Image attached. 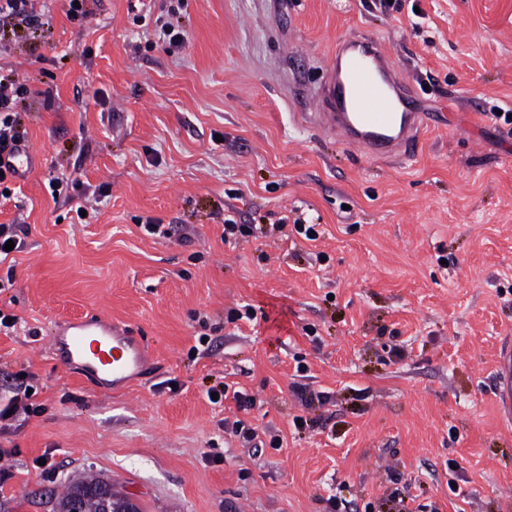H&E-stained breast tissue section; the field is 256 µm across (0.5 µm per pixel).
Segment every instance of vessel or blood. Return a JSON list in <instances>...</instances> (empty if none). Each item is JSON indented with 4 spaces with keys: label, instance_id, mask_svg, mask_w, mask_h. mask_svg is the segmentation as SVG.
Here are the masks:
<instances>
[{
    "label": "vessel or blood",
    "instance_id": "vessel-or-blood-1",
    "mask_svg": "<svg viewBox=\"0 0 512 512\" xmlns=\"http://www.w3.org/2000/svg\"><path fill=\"white\" fill-rule=\"evenodd\" d=\"M315 101L317 126L369 158L411 160L428 126L410 83L398 77L388 51L374 38L342 42ZM49 354L90 381L94 391L116 393L142 378L148 349L130 327L96 315L58 322ZM499 375L501 414L512 421V350L502 355Z\"/></svg>",
    "mask_w": 512,
    "mask_h": 512
}]
</instances>
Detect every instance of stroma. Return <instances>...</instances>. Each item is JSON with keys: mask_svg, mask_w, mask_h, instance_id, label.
<instances>
[{"mask_svg": "<svg viewBox=\"0 0 512 512\" xmlns=\"http://www.w3.org/2000/svg\"><path fill=\"white\" fill-rule=\"evenodd\" d=\"M46 0L0 53L26 85L35 160L0 202L28 225L0 264V394L26 375L37 414L0 432V512H53L80 475L142 512H512V0ZM385 43L430 115L411 161L377 162L316 129L337 44ZM98 193L79 223L60 173ZM318 224L306 241L291 221ZM257 233L222 241L225 219ZM289 219L277 230L281 219ZM169 224L170 238L144 223ZM249 304L253 321L227 322ZM130 325L152 362L97 393L48 353L56 321ZM176 388H169V381ZM254 399L211 403L218 383ZM316 395L303 406L295 394ZM307 419L295 429V417ZM240 418L279 434L254 450ZM499 375L501 386L498 400L501 414L508 422L512 421V350L504 352L500 358Z\"/></svg>", "mask_w": 512, "mask_h": 512, "instance_id": "obj_1", "label": "stroma"}]
</instances>
